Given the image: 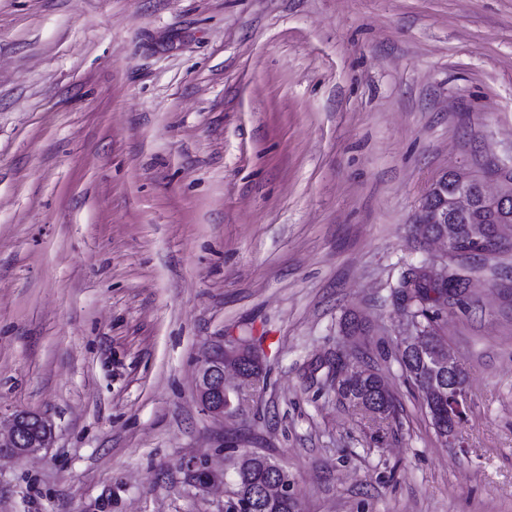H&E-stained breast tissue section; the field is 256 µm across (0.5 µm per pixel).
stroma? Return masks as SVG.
<instances>
[{
    "label": "stroma",
    "mask_w": 512,
    "mask_h": 512,
    "mask_svg": "<svg viewBox=\"0 0 512 512\" xmlns=\"http://www.w3.org/2000/svg\"><path fill=\"white\" fill-rule=\"evenodd\" d=\"M510 163L512 0H0V418L55 426L0 459V512H224L229 441L300 512H512V250L439 326L457 445L407 390L394 292L444 262L434 181ZM229 336L264 339L235 425L194 379ZM364 351L397 419L325 380ZM38 418V427L28 439L21 440L25 423L29 418ZM54 436V426L45 417L36 413H18L7 421V435L2 438L0 430V457L6 456L15 460L29 458L44 448H49Z\"/></svg>",
    "instance_id": "obj_1"
}]
</instances>
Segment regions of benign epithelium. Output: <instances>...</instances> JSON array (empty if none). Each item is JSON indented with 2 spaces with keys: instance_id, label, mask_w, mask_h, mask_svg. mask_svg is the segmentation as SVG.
I'll list each match as a JSON object with an SVG mask.
<instances>
[{
  "instance_id": "1",
  "label": "benign epithelium",
  "mask_w": 512,
  "mask_h": 512,
  "mask_svg": "<svg viewBox=\"0 0 512 512\" xmlns=\"http://www.w3.org/2000/svg\"><path fill=\"white\" fill-rule=\"evenodd\" d=\"M490 174L498 177L502 184L496 193L487 192L484 182L467 172H447L456 181V190L442 193L443 203L424 210L419 223L447 224L448 214L471 211L477 202L492 223L473 225L469 228L470 236L493 244L503 239L505 246L512 245V169L497 167L490 170ZM243 357L250 359L256 370L262 369L260 354L240 346V341L231 336L206 350L198 360L196 397L202 411L216 420L243 415L253 399L259 378L241 361ZM469 405L470 396L465 386L448 387V442H455V429ZM31 417V413H18L8 419L7 435L0 437V457L24 460L50 447L54 426L42 416L38 417L37 429L27 440H21L24 425Z\"/></svg>"
}]
</instances>
